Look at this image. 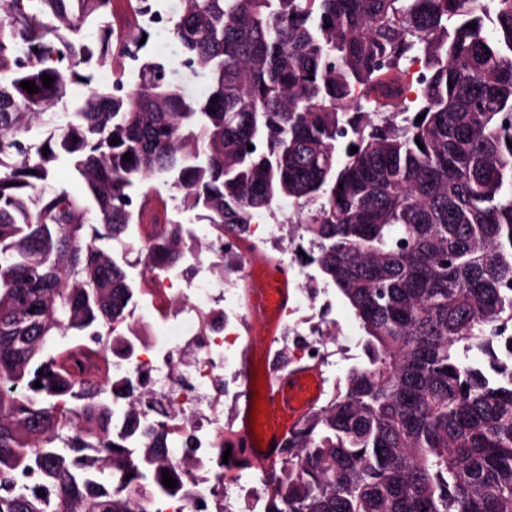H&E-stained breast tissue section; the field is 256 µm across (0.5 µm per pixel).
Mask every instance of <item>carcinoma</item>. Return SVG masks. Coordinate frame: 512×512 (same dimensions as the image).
<instances>
[{"label":"carcinoma","instance_id":"1","mask_svg":"<svg viewBox=\"0 0 512 512\" xmlns=\"http://www.w3.org/2000/svg\"><path fill=\"white\" fill-rule=\"evenodd\" d=\"M125 2L129 43L103 24L96 51L83 31L110 0H0V512H149L172 492L164 432L134 447L112 378L56 361L122 334L136 282L109 242L177 198L237 233L293 200L362 331L366 361L288 440L270 512H512V0H180L200 97L161 58L128 80L153 6ZM93 61L112 84L60 108ZM63 155L88 199L48 185ZM166 223L146 273L159 252L186 271L198 243Z\"/></svg>","mask_w":512,"mask_h":512}]
</instances>
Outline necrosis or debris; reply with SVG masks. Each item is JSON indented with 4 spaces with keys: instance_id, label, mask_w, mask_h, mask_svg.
Returning a JSON list of instances; mask_svg holds the SVG:
<instances>
[{
    "instance_id": "1",
    "label": "necrosis or debris",
    "mask_w": 512,
    "mask_h": 512,
    "mask_svg": "<svg viewBox=\"0 0 512 512\" xmlns=\"http://www.w3.org/2000/svg\"><path fill=\"white\" fill-rule=\"evenodd\" d=\"M279 215L280 223L251 225L241 237H208L207 249L223 250L233 261L224 274L215 273L205 255L197 253L189 256L191 276L174 280L154 273L151 297L127 309L129 335L112 343L108 365L113 379L134 384L139 424L148 429L167 423L171 447L183 450L171 463L184 489L160 498L154 512L269 510V466L219 462L220 449L237 443L236 410L255 324L246 295L252 253L285 267L297 282L278 309V330L266 344L264 369L279 373L315 365L325 397L336 391L343 360L327 319L330 289L316 281L300 286L304 258L316 248L294 233V213L283 209ZM172 299L179 302L178 311H168Z\"/></svg>"
}]
</instances>
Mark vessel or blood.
<instances>
[{
	"label": "vessel or blood",
	"instance_id": "1",
	"mask_svg": "<svg viewBox=\"0 0 512 512\" xmlns=\"http://www.w3.org/2000/svg\"><path fill=\"white\" fill-rule=\"evenodd\" d=\"M258 271L248 284L249 301L257 320L256 333L269 337L277 329L276 311L288 299V276L279 264L257 260ZM322 394V379L311 368H299L271 378L265 389L264 407L268 425L262 447H254L249 437L247 418L251 406L250 392H243L237 407L242 418L238 429L249 458L272 463L288 435L299 427L302 418L317 404Z\"/></svg>",
	"mask_w": 512,
	"mask_h": 512
}]
</instances>
